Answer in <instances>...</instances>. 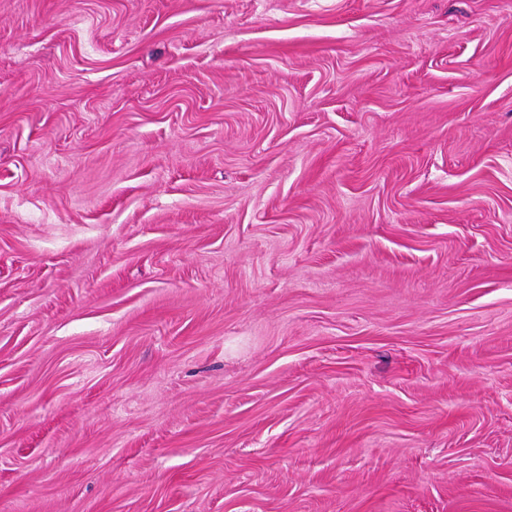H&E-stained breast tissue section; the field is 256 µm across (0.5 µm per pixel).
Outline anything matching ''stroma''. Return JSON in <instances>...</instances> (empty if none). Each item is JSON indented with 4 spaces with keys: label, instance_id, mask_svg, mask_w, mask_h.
Masks as SVG:
<instances>
[{
    "label": "stroma",
    "instance_id": "1",
    "mask_svg": "<svg viewBox=\"0 0 512 512\" xmlns=\"http://www.w3.org/2000/svg\"><path fill=\"white\" fill-rule=\"evenodd\" d=\"M0 512H512V0H0Z\"/></svg>",
    "mask_w": 512,
    "mask_h": 512
}]
</instances>
